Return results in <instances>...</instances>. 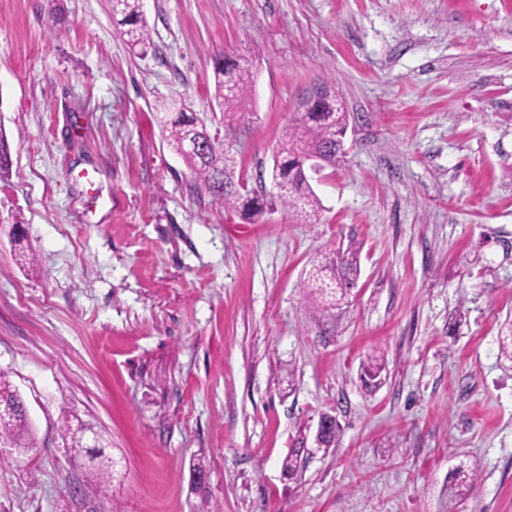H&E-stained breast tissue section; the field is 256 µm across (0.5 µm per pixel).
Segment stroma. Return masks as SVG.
Listing matches in <instances>:
<instances>
[{
  "label": "stroma",
  "mask_w": 512,
  "mask_h": 512,
  "mask_svg": "<svg viewBox=\"0 0 512 512\" xmlns=\"http://www.w3.org/2000/svg\"><path fill=\"white\" fill-rule=\"evenodd\" d=\"M142 9L152 47L135 54L112 0H0V371L35 442L0 444V512H512V0ZM227 54L256 77L234 137L214 99ZM319 82L349 126L343 162L311 176L317 223L246 219L167 142L185 105L269 192ZM352 244L356 288L319 306L309 271ZM84 428L114 462L108 490L72 448ZM462 460L480 477L451 511Z\"/></svg>",
  "instance_id": "stroma-1"
}]
</instances>
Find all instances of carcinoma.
Wrapping results in <instances>:
<instances>
[{
	"instance_id": "carcinoma-1",
	"label": "carcinoma",
	"mask_w": 512,
	"mask_h": 512,
	"mask_svg": "<svg viewBox=\"0 0 512 512\" xmlns=\"http://www.w3.org/2000/svg\"><path fill=\"white\" fill-rule=\"evenodd\" d=\"M112 11L121 16L122 34L130 49L144 53L150 47V31L141 11V0H113ZM215 96L221 102L228 125L244 132L253 119L251 106L252 80L247 69L237 68L234 60L224 57L215 65ZM349 114L343 111L336 93L313 100L303 97L298 115L283 135L282 147L274 156L271 177L281 190L269 199L250 195L242 180H234L233 168L224 144L211 137L206 127L188 108L173 109L164 125L170 145L178 152L196 183L203 185L224 205L238 208L249 219L261 216L267 206L279 204L288 215L307 223L322 209L321 200L312 188L307 170L313 160L334 166L343 157V138L347 132ZM12 160L10 145L0 133V180L9 176ZM360 248L349 246L328 263L318 265L308 275L307 286L339 304L360 273ZM11 411L8 419L0 420V442L19 448L32 447L24 403L7 375L0 372V407ZM95 461L93 481L100 488L109 484L112 461L102 458L99 448H89ZM303 446L291 449L284 458V474L293 476L301 464ZM478 481L477 472L459 463L448 478V512H453L461 499Z\"/></svg>"
}]
</instances>
